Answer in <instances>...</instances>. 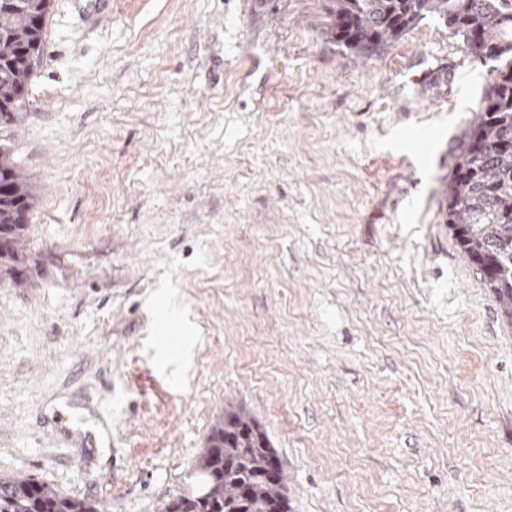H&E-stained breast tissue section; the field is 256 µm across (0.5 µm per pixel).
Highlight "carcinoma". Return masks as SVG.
Segmentation results:
<instances>
[{
  "mask_svg": "<svg viewBox=\"0 0 512 512\" xmlns=\"http://www.w3.org/2000/svg\"><path fill=\"white\" fill-rule=\"evenodd\" d=\"M328 43L371 57L431 16L491 65L444 185L445 223L512 318V0H322ZM52 0H0V275L28 279L19 259L33 192L11 138L40 67ZM194 487L163 512H289L287 479L260 424L227 410L211 426L191 472ZM0 512H108L100 500L60 493L24 474L0 475Z\"/></svg>",
  "mask_w": 512,
  "mask_h": 512,
  "instance_id": "cac0c4a2",
  "label": "carcinoma"
}]
</instances>
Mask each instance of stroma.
Returning <instances> with one entry per match:
<instances>
[{"instance_id":"1","label":"stroma","mask_w":512,"mask_h":512,"mask_svg":"<svg viewBox=\"0 0 512 512\" xmlns=\"http://www.w3.org/2000/svg\"><path fill=\"white\" fill-rule=\"evenodd\" d=\"M79 2L12 137L0 475L161 512L233 407L291 512H512V323L443 219L488 66L432 17L362 58L321 0Z\"/></svg>"}]
</instances>
